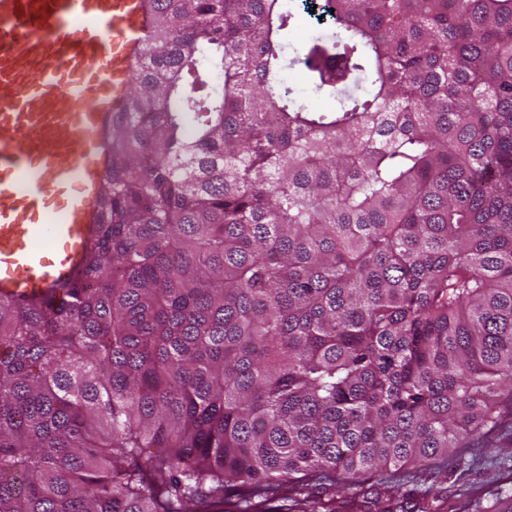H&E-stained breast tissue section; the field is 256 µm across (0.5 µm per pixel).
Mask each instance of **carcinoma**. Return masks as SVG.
Masks as SVG:
<instances>
[{
    "label": "carcinoma",
    "instance_id": "cac0c4a2",
    "mask_svg": "<svg viewBox=\"0 0 512 512\" xmlns=\"http://www.w3.org/2000/svg\"><path fill=\"white\" fill-rule=\"evenodd\" d=\"M294 2L146 0L85 267L0 299V512H338L512 402V0Z\"/></svg>",
    "mask_w": 512,
    "mask_h": 512
}]
</instances>
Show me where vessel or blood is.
Masks as SVG:
<instances>
[{
	"label": "vessel or blood",
	"instance_id": "1",
	"mask_svg": "<svg viewBox=\"0 0 512 512\" xmlns=\"http://www.w3.org/2000/svg\"><path fill=\"white\" fill-rule=\"evenodd\" d=\"M144 0H0V296L48 302L101 222Z\"/></svg>",
	"mask_w": 512,
	"mask_h": 512
}]
</instances>
